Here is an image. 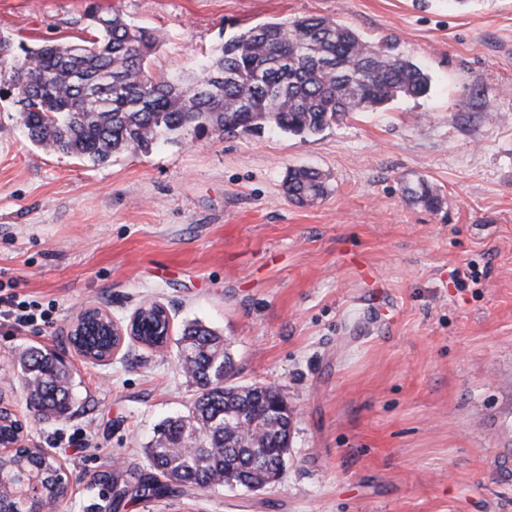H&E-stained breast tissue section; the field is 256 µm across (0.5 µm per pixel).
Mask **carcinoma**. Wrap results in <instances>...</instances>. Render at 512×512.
<instances>
[{"label":"carcinoma","instance_id":"carcinoma-1","mask_svg":"<svg viewBox=\"0 0 512 512\" xmlns=\"http://www.w3.org/2000/svg\"><path fill=\"white\" fill-rule=\"evenodd\" d=\"M112 25L81 44H19L17 54L0 38V73H9V92L19 105L28 138L38 146L104 164L121 151L148 153L160 142H176L188 129L199 134L249 133L267 127L310 136L350 112H374L399 97L418 98L430 89L426 69L392 48L374 46L353 29L321 16L243 29L224 45L193 80L156 76L148 69L157 38L147 27L110 16ZM283 190L297 204L328 194L325 174L288 169ZM411 202L428 210L442 205L424 180L403 185ZM137 339L165 345L166 318L153 308L142 317ZM91 355L112 345L100 322L89 319L69 337ZM178 359L195 387L188 414L161 424L151 466L162 476L141 479L136 497H162L172 486L218 490L224 484L265 486L276 480L280 449L288 443V412L281 393L266 386L232 382L234 368L224 337L200 322L187 324L178 340ZM27 405L43 420L67 417L76 405L72 374L54 352L30 349L19 360ZM224 367V376L217 375ZM258 432L239 430L240 420ZM23 424L0 409V444L19 442ZM34 476L46 494L64 499L68 476L54 460L32 448H13L0 458L8 491L0 494L10 512H33L19 478Z\"/></svg>","mask_w":512,"mask_h":512}]
</instances>
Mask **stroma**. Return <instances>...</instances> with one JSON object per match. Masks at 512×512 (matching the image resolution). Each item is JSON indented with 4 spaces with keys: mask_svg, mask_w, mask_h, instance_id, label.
Wrapping results in <instances>:
<instances>
[{
    "mask_svg": "<svg viewBox=\"0 0 512 512\" xmlns=\"http://www.w3.org/2000/svg\"><path fill=\"white\" fill-rule=\"evenodd\" d=\"M92 3L155 32L156 74L199 75L236 28L320 15L396 45L431 86L306 138L190 132L99 166L32 143L0 98V272L55 307L41 332L0 325V396L23 446L69 478L56 512H512V0H0V37H91ZM300 166L327 175L323 200H288ZM420 179L439 210L403 196ZM466 265L479 279L461 288ZM152 303L171 318L165 348L128 340L94 364L67 340L86 309L125 323ZM194 320L223 336L235 383L293 408L285 474L256 492L116 497L191 406L175 339ZM34 347L72 374L66 419L25 404L17 361ZM77 432L90 447H56Z\"/></svg>",
    "mask_w": 512,
    "mask_h": 512,
    "instance_id": "35a3bbf8",
    "label": "stroma"
}]
</instances>
